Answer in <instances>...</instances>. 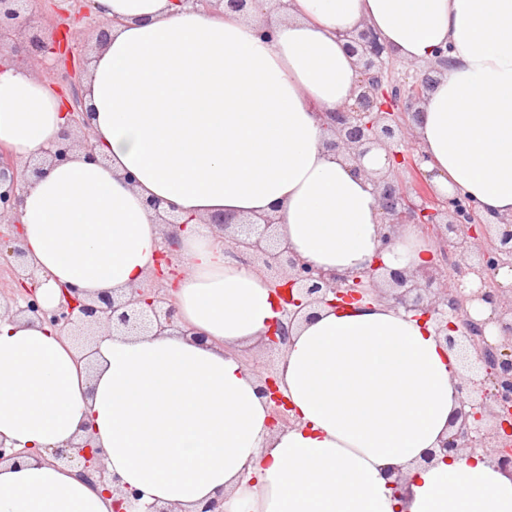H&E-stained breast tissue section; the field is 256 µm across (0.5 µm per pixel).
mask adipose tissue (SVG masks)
Masks as SVG:
<instances>
[{
	"instance_id": "adipose-tissue-1",
	"label": "adipose tissue",
	"mask_w": 512,
	"mask_h": 512,
	"mask_svg": "<svg viewBox=\"0 0 512 512\" xmlns=\"http://www.w3.org/2000/svg\"><path fill=\"white\" fill-rule=\"evenodd\" d=\"M112 22L84 87L95 158L76 150L26 187L20 220L44 307L144 285L162 226L184 222L190 272L171 295L175 329L103 336L82 357L37 318L0 311V512H112V497L57 463L91 439L139 512H512V474L484 456L424 464L458 406L453 357L421 320L383 302L319 306L295 330L280 388L297 417L271 430L240 357L271 329L266 276L231 258L206 220L273 215L295 254L339 273L424 264L406 230L380 254L371 183L325 147V115L358 78L340 32L368 25L408 61L450 47L415 133L437 191L512 215V0H253L247 13L176 0H97ZM271 29L264 39L262 29ZM65 103L26 71L0 74V145L26 158L62 130ZM401 468L394 493L384 476Z\"/></svg>"
}]
</instances>
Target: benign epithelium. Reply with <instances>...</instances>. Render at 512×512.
<instances>
[{"label": "benign epithelium", "instance_id": "benign-epithelium-1", "mask_svg": "<svg viewBox=\"0 0 512 512\" xmlns=\"http://www.w3.org/2000/svg\"><path fill=\"white\" fill-rule=\"evenodd\" d=\"M28 0H0V69L24 62L35 54L49 57L53 68L49 80L67 93L66 126L59 139L42 151L38 162L20 165L0 148V261L9 257L10 270L17 280L19 300L6 303L17 314L32 315L62 336L96 340L114 333L130 336L160 334L174 326L176 309L171 295L149 288H132L120 296L101 294L95 299L75 287L62 289L59 303L43 307L37 296L33 263L28 258L16 217L22 205V185L41 177L46 167L70 158L76 147L94 154L89 112L83 100L84 69L76 60L78 44L67 18L56 27L55 37L46 42L36 33L16 34ZM194 7L242 12L251 0H178ZM345 50L357 59L359 79L353 103L327 113L328 137L325 147L343 157L356 175L373 185L383 215L380 251L395 247L402 227L415 226L421 237L438 243L437 255L418 267H390L382 256L361 272L340 274L317 268L300 259L276 233L271 216L234 218L211 216L209 224L221 232L229 248L248 262L263 258L269 268L279 267L273 282L279 286L280 318L261 344L286 350L293 329L301 319L314 317L321 304H350L368 295L379 302L404 309L424 319L435 336L456 354L455 371L459 406L448 422V435L431 449L424 460L431 462L448 454L486 455L505 471H512V283L505 286L497 276L512 271V217L485 215L470 197L453 191L436 192L429 179L417 178L415 187L403 184L402 167L419 170L425 160L410 118L420 112V104L436 82L441 68L448 66L447 52L437 51L435 60L422 67L402 62L396 74L394 61L381 37L368 26L341 34ZM374 150L386 152L388 166L368 170L362 163ZM146 206L163 224L160 265H171L178 231L184 227L178 216L163 208V200L150 198ZM475 275L481 288L467 292L464 277ZM475 300L488 304L491 317L474 320L468 306ZM498 329L490 340L489 324ZM250 371L260 384V393L269 407L272 429L290 428L297 422L293 409L281 393L275 372ZM53 457L77 468V476L97 489L117 482L108 477L102 451L86 439L80 444L54 450ZM139 494L133 489L117 491L113 512H137Z\"/></svg>", "mask_w": 512, "mask_h": 512}]
</instances>
